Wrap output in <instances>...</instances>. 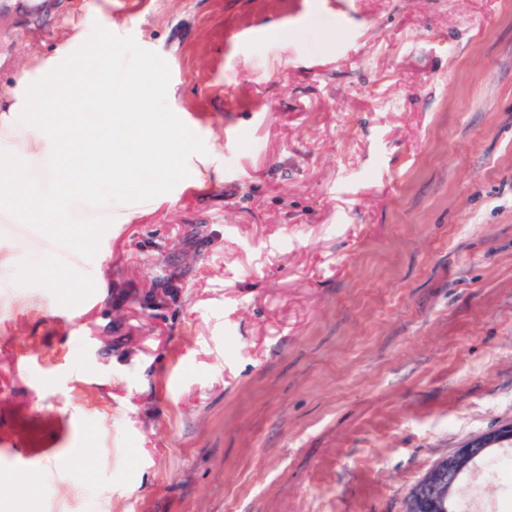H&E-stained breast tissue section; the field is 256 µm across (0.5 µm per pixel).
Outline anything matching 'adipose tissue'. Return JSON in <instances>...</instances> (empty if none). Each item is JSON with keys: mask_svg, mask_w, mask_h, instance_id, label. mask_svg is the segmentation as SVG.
Masks as SVG:
<instances>
[{"mask_svg": "<svg viewBox=\"0 0 512 512\" xmlns=\"http://www.w3.org/2000/svg\"><path fill=\"white\" fill-rule=\"evenodd\" d=\"M115 54L111 32L92 38L75 25L54 56L0 94V203L30 223H70L81 192L120 195L138 183L157 194L164 172L186 164L187 135L153 119L163 97L155 79L141 74L127 95L114 93ZM35 156L50 161L54 192H20L16 178Z\"/></svg>", "mask_w": 512, "mask_h": 512, "instance_id": "obj_1", "label": "adipose tissue"}]
</instances>
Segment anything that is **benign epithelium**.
I'll list each match as a JSON object with an SVG mask.
<instances>
[{
	"mask_svg": "<svg viewBox=\"0 0 512 512\" xmlns=\"http://www.w3.org/2000/svg\"><path fill=\"white\" fill-rule=\"evenodd\" d=\"M512 446V424L475 436L439 459L408 492L405 512H449L452 497L475 465L494 448Z\"/></svg>",
	"mask_w": 512,
	"mask_h": 512,
	"instance_id": "1",
	"label": "benign epithelium"
}]
</instances>
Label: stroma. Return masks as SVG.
<instances>
[{
  "mask_svg": "<svg viewBox=\"0 0 512 512\" xmlns=\"http://www.w3.org/2000/svg\"><path fill=\"white\" fill-rule=\"evenodd\" d=\"M174 166L0 216V512H405L512 423V0H130ZM82 0H0V89ZM467 504L512 512V457ZM511 446L512 424L469 439L458 450L439 459L409 490L405 512H449L452 503L455 511V496L465 475L492 449Z\"/></svg>",
  "mask_w": 512,
  "mask_h": 512,
  "instance_id": "35a3bbf8",
  "label": "stroma"
}]
</instances>
